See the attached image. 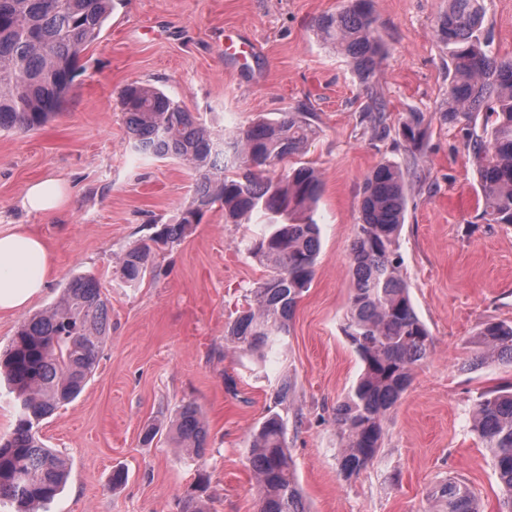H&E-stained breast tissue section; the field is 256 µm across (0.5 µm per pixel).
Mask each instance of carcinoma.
<instances>
[{
  "label": "carcinoma",
  "mask_w": 512,
  "mask_h": 512,
  "mask_svg": "<svg viewBox=\"0 0 512 512\" xmlns=\"http://www.w3.org/2000/svg\"><path fill=\"white\" fill-rule=\"evenodd\" d=\"M112 12V0H0V130L30 132L61 111L84 49L96 41ZM481 0H448L436 20V35L448 49V99L443 119L466 126L468 150L478 176L483 213L512 224V60H499L482 37ZM322 40L348 58L360 79L377 70L383 46L371 0H349L338 13L321 16ZM133 149L179 161L194 176L192 194L177 220L155 224L156 238L179 244L192 225L218 205L224 221L238 224L254 213L269 229L256 233L248 252L270 268L253 289V304L240 312L225 340L263 354L289 335V321L311 286L320 249L313 215L322 186L308 166L278 178L266 168L300 154L315 129L303 112L259 119L227 137L214 136L192 113L154 87L131 83L118 93ZM481 132H476V123ZM426 118L412 112L403 138L416 151L426 137ZM236 167L228 169V162ZM406 172L393 163L377 166L364 181L360 221L350 252L354 279L343 332L363 364L336 405L340 475L346 481L366 469L379 452L388 412L405 391L414 366L428 357L431 336L417 316L399 274L397 240L406 211ZM155 251L130 246L121 258L123 278L140 282ZM110 308L99 281L75 276L58 300L27 318L0 355L17 415L0 436V500L16 512H38L64 487L68 468L42 442L35 420L75 400L91 379L109 335ZM479 366L512 364V324L486 322L477 332ZM293 385L282 382L275 406L288 410ZM473 428L491 454L501 486L499 512H512V392L488 393L477 401ZM287 419L269 411L251 433L248 462L259 512H309L286 442ZM176 438L202 454L206 428L199 408L178 411ZM209 476L197 480L179 502V512H205L201 495ZM437 512H479L469 490L446 482L435 492Z\"/></svg>",
  "instance_id": "cac0c4a2"
}]
</instances>
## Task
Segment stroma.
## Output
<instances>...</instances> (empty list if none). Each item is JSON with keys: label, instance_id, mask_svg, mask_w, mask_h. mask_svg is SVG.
I'll list each match as a JSON object with an SVG mask.
<instances>
[{"label": "stroma", "instance_id": "obj_1", "mask_svg": "<svg viewBox=\"0 0 512 512\" xmlns=\"http://www.w3.org/2000/svg\"><path fill=\"white\" fill-rule=\"evenodd\" d=\"M346 2L117 0L100 39L80 56L63 111L40 130L0 132V231L29 225L56 257L28 310L0 315V350L76 275L100 281L112 317L92 380L39 425L69 465L64 489L41 512H177L201 467L210 476L208 512H258L250 434L285 380L294 385L287 442L311 512H434L433 493L448 481L468 488L482 512H498V480L471 415L482 394L512 385V365L472 362L480 324L512 323V224L483 217L465 132L442 118L448 52L435 22L448 0H372L385 58L365 82L315 28ZM483 6L494 52L512 58V0ZM228 30L257 44L246 65L220 52ZM131 82L161 89L219 137L284 111L307 113L316 131L302 160L323 186L314 214L320 253L287 345L264 360L224 339L266 275L246 249L256 220L228 223L213 209L156 254L141 283L121 275L124 250L153 224L175 219L192 183L183 164L132 152L117 101ZM374 100L385 107L383 134L365 113ZM415 110L428 119L418 155L401 136ZM385 161L409 170L401 275L432 344L389 414L373 462L346 481L336 459V405L363 370L343 333L350 248L364 180ZM47 177L67 183L68 204L25 212V186ZM188 402L207 423L200 457L171 430ZM150 423L161 436L148 446L141 433ZM118 466L128 479L116 488Z\"/></svg>", "mask_w": 512, "mask_h": 512}]
</instances>
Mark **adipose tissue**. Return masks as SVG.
Returning <instances> with one entry per match:
<instances>
[{
	"label": "adipose tissue",
	"mask_w": 512,
	"mask_h": 512,
	"mask_svg": "<svg viewBox=\"0 0 512 512\" xmlns=\"http://www.w3.org/2000/svg\"><path fill=\"white\" fill-rule=\"evenodd\" d=\"M65 201L63 184L45 179L26 187L21 206L32 213H46ZM53 269L52 248L27 225L16 224L0 231V313L26 310L47 288Z\"/></svg>",
	"instance_id": "obj_1"
}]
</instances>
